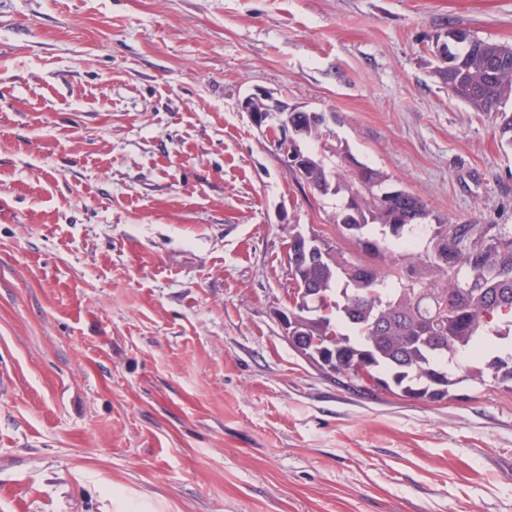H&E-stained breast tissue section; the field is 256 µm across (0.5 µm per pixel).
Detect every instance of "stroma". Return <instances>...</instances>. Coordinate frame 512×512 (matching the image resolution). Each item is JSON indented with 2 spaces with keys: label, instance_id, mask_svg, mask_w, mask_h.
Instances as JSON below:
<instances>
[{
  "label": "stroma",
  "instance_id": "stroma-1",
  "mask_svg": "<svg viewBox=\"0 0 512 512\" xmlns=\"http://www.w3.org/2000/svg\"><path fill=\"white\" fill-rule=\"evenodd\" d=\"M512 0H0V512H512V394L363 392L289 343L312 194L241 108L323 113L434 218L512 227L434 76Z\"/></svg>",
  "mask_w": 512,
  "mask_h": 512
}]
</instances>
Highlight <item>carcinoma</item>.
Listing matches in <instances>:
<instances>
[{
    "mask_svg": "<svg viewBox=\"0 0 512 512\" xmlns=\"http://www.w3.org/2000/svg\"><path fill=\"white\" fill-rule=\"evenodd\" d=\"M482 41L461 52L463 80L473 93L463 104L497 112L512 96V68L487 84ZM304 130L300 142L331 135L325 116L276 112ZM311 159L297 181L322 196L343 198L333 217L352 248L320 240L326 257L303 252L288 260L291 280L306 287L312 311L295 332L304 356L351 381L366 373L375 387L426 402H441L464 381L495 384L512 392V354L488 355L496 341L512 338V229L499 224L428 223L431 212L412 192L397 189L381 202L375 183L382 171L358 161L341 142L331 160ZM425 224L428 245L405 237ZM478 359L456 376L448 363L461 353Z\"/></svg>",
    "mask_w": 512,
    "mask_h": 512,
    "instance_id": "cac0c4a2",
    "label": "carcinoma"
}]
</instances>
